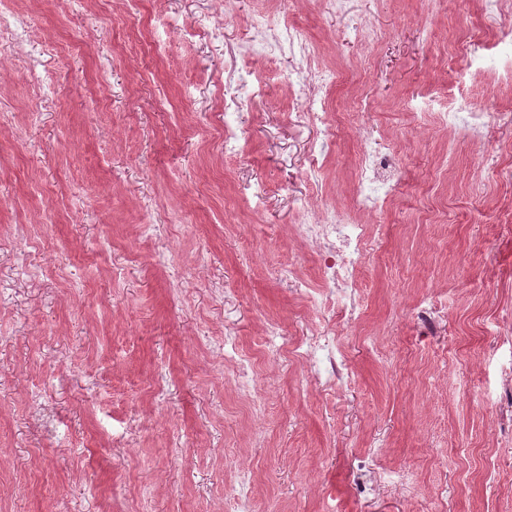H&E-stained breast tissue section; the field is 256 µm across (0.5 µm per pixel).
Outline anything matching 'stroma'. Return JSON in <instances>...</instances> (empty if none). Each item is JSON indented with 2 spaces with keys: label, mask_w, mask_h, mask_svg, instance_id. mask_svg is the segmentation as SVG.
<instances>
[{
  "label": "stroma",
  "mask_w": 512,
  "mask_h": 512,
  "mask_svg": "<svg viewBox=\"0 0 512 512\" xmlns=\"http://www.w3.org/2000/svg\"><path fill=\"white\" fill-rule=\"evenodd\" d=\"M30 43L0 42V512H224L251 474V512H512V238L491 212L512 135L480 146L439 124L437 88L512 113V81L480 0H8ZM298 27L329 92L336 142L300 121L288 52L266 62L249 21ZM371 28L355 40L356 26ZM265 71L237 106L225 161L224 79ZM51 69L40 94L28 71ZM400 155L386 211L356 203L364 142ZM310 204L369 225V286L352 326L300 293L319 285L295 235ZM482 247L486 262L471 251ZM441 305L431 328L412 308ZM334 332L344 389L274 359L254 371L272 408L253 421L224 337L250 353ZM236 112H224V130L220 137L221 142L224 141L225 156L233 155L241 150L239 128L235 124V120L231 117Z\"/></svg>",
  "instance_id": "35a3bbf8"
}]
</instances>
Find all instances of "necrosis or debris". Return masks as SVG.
<instances>
[{
	"label": "necrosis or debris",
	"mask_w": 512,
	"mask_h": 512,
	"mask_svg": "<svg viewBox=\"0 0 512 512\" xmlns=\"http://www.w3.org/2000/svg\"><path fill=\"white\" fill-rule=\"evenodd\" d=\"M252 28L253 41L262 54L267 55L285 47L289 52L307 59L315 56L314 47L300 39L296 26L289 21H282L273 29L265 17L257 16L252 20ZM298 80L307 85L311 101L308 112L302 115L303 120L325 127L322 138L314 141L309 149L311 165L318 166L330 155L335 144V133L326 125L323 94L333 89L338 77L332 71L313 69L299 75ZM398 166L399 154L386 141L366 144L359 158L358 203L371 200L379 208L392 204L393 198L387 194L386 187ZM295 230L298 237L315 247L319 257L321 283L314 290L312 302L333 311L340 322L355 324L361 317L356 298L363 285L366 225L343 223L335 212L327 210L317 213L307 223L296 225ZM278 338L277 328L268 326L260 349L255 354L240 357L236 354L237 340L228 337L224 340V356L237 359L239 367L247 370L254 368L259 358L288 354L312 364L315 370L324 372L332 381H349L350 372L335 337L324 332L316 333L288 351L278 346Z\"/></svg>",
	"instance_id": "4bbe7bcc"
}]
</instances>
